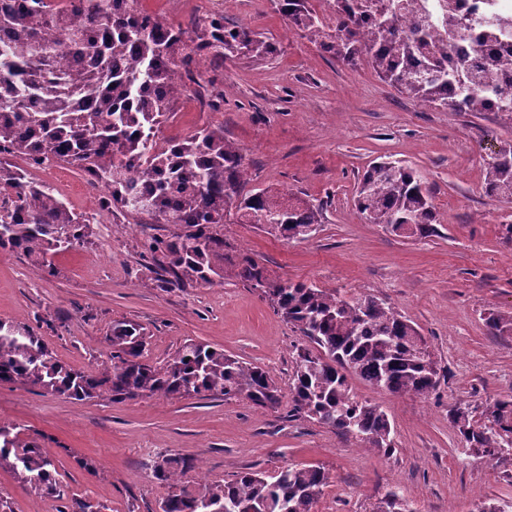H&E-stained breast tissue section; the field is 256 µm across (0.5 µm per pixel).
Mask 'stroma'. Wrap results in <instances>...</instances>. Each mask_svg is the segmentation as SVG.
<instances>
[{
	"label": "stroma",
	"mask_w": 512,
	"mask_h": 512,
	"mask_svg": "<svg viewBox=\"0 0 512 512\" xmlns=\"http://www.w3.org/2000/svg\"><path fill=\"white\" fill-rule=\"evenodd\" d=\"M181 25L220 12L226 25L263 33L277 51L209 67L156 132L157 141L220 125L241 150L245 191L275 189L322 205L316 231L285 240L255 224L224 227L233 260L249 256L270 277L348 297L387 301L425 338L440 367L426 397L394 395L349 376L357 399L380 405L392 424L391 453L293 413L289 396L298 353L309 343L260 291L228 276L210 285L171 284L146 252L171 224H128L103 212L100 187L72 165L32 169L89 221L83 245L57 255L54 273L0 250V321L46 340L61 362L86 371L105 358L113 321L138 324L145 358L169 360L187 342L210 345L263 367L283 397L275 409L245 399L162 397L77 401L0 383V425L17 427L56 461L63 496L23 483L0 466V496L12 512H62L69 497L102 512H160L171 491L157 480L158 455L188 458L182 485L232 479L249 467L269 475L292 464L329 475L317 512H374L389 490L417 512H474L512 506V456L469 450L449 420L456 406L482 408L512 394V336L490 333V312L512 313V199L482 190L490 156L512 150V114L432 108L399 93L369 64L350 67L292 28L270 0H142ZM223 97L224 108L211 103ZM400 160L431 192L440 222L427 237L370 224L354 205L372 163Z\"/></svg>",
	"instance_id": "1"
}]
</instances>
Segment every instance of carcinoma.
Segmentation results:
<instances>
[{"label": "carcinoma", "instance_id": "cac0c4a2", "mask_svg": "<svg viewBox=\"0 0 512 512\" xmlns=\"http://www.w3.org/2000/svg\"><path fill=\"white\" fill-rule=\"evenodd\" d=\"M0 0V249L35 259L54 271L57 243L79 245L83 216L69 209L49 184L10 161L31 167L46 162L79 168L104 189L100 207L135 224H174L180 232L150 245L152 259L175 283L211 284L224 278V233L237 224L267 223L285 239L309 236L318 211L285 202L268 190L244 192L247 168L239 147L210 125L163 144L154 128L187 92L193 71L239 54L257 60L276 52L268 37L248 27L224 25L214 14L192 31L143 9L139 0ZM288 24L343 63L365 61L378 77L424 106L455 112L512 113V94L488 84L512 74V44L503 32L512 21L493 17L483 42L506 51L486 52L475 62L455 61L440 45L469 23L457 0H410L412 24L401 22L400 0H333L321 14L311 0H271ZM489 197H512V152L488 163L483 182ZM356 206L372 224H408L412 234L435 232L438 213L411 167L380 161L363 173ZM241 281L261 290L296 326L312 350L298 354L293 410L355 436L367 448L394 449L387 413L356 399L347 373L392 394L426 396L439 383L436 362L417 355V329L384 301L370 295L341 297L303 283L272 279L251 258L234 266ZM496 335H512V315L486 317ZM107 359L85 372L56 359L34 331L0 322V383L19 384L75 400L110 394L115 399L243 397L262 408L280 404L278 387L260 366L221 349L186 343L163 365L141 361L145 348L135 325L116 321L105 336ZM450 419L469 447L493 459L512 452V398L486 404L480 419L457 408ZM49 495H60L55 459L12 428L0 426V463ZM190 461L163 455L154 477L177 481ZM328 483L320 466L289 465L274 476L240 471L224 483H204L192 494L168 495L161 512H313ZM377 512H416L396 491Z\"/></svg>", "mask_w": 512, "mask_h": 512}]
</instances>
